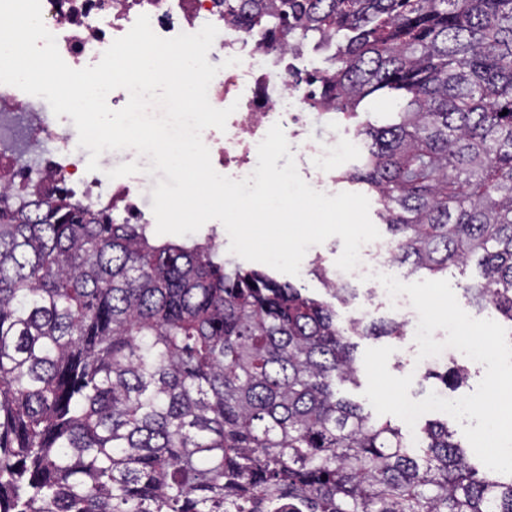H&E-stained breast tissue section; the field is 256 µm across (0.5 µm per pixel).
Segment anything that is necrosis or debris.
<instances>
[{"label":"necrosis or debris","instance_id":"necrosis-or-debris-1","mask_svg":"<svg viewBox=\"0 0 512 512\" xmlns=\"http://www.w3.org/2000/svg\"><path fill=\"white\" fill-rule=\"evenodd\" d=\"M41 6L44 24L55 36L61 57L75 69L98 63L142 14L149 16L153 31L163 38L213 24L218 35L208 61L219 71L209 85L208 98L219 107L234 109L225 130L209 128L202 133L214 169L236 180L250 175L257 165L254 145L278 123L305 182L315 190L334 193L332 166L353 152L355 142L337 136L333 110L310 104L317 90L308 76L317 68V58L296 66V49L272 47L263 29L226 18L222 0H41ZM231 57L237 58V65H228ZM47 111L45 103L0 84V182L19 186L29 177L11 152L1 148L2 143L20 138L36 147L37 167L46 181L76 192L87 207H98L102 198L96 191L97 173L87 171L77 141L49 121ZM142 185V178L135 174L113 182L109 202L117 222L144 223ZM391 254V247L380 241L367 243L360 251L359 265L350 272L334 271L332 278L346 283L370 277L371 289L381 295L384 305L413 327L418 314L408 295L387 296L377 279L390 266Z\"/></svg>","mask_w":512,"mask_h":512}]
</instances>
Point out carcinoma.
<instances>
[{
  "label": "carcinoma",
  "instance_id": "cac0c4a2",
  "mask_svg": "<svg viewBox=\"0 0 512 512\" xmlns=\"http://www.w3.org/2000/svg\"><path fill=\"white\" fill-rule=\"evenodd\" d=\"M250 27L333 53L316 105L366 118L359 164L392 260L479 257L474 303L512 327V0H224ZM507 114H502V111ZM40 183L0 190V512H512L446 422L401 430L336 396L353 336L291 284L153 242ZM344 302L348 285H331ZM467 368L437 375L457 389Z\"/></svg>",
  "mask_w": 512,
  "mask_h": 512
}]
</instances>
